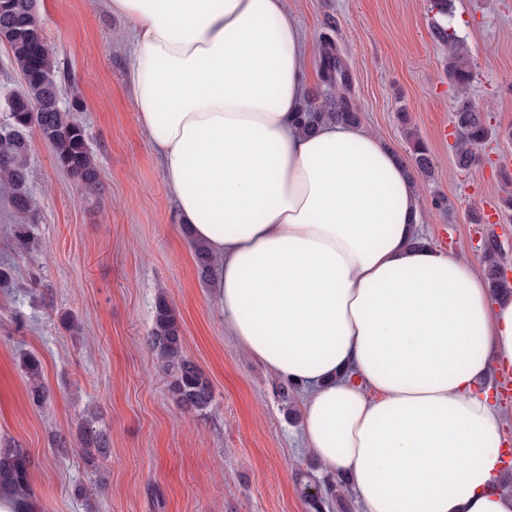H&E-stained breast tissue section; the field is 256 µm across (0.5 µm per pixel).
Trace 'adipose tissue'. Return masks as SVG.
I'll return each instance as SVG.
<instances>
[{"mask_svg":"<svg viewBox=\"0 0 512 512\" xmlns=\"http://www.w3.org/2000/svg\"><path fill=\"white\" fill-rule=\"evenodd\" d=\"M178 221L235 339L301 386L302 439L364 512H512L493 367L512 297L421 239L412 169L359 124L300 131L309 39L284 0H105Z\"/></svg>","mask_w":512,"mask_h":512,"instance_id":"ef3b65f1","label":"adipose tissue"}]
</instances>
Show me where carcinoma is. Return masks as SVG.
<instances>
[{"label":"carcinoma","instance_id":"obj_1","mask_svg":"<svg viewBox=\"0 0 512 512\" xmlns=\"http://www.w3.org/2000/svg\"><path fill=\"white\" fill-rule=\"evenodd\" d=\"M38 29L35 9L13 22L0 14V35L7 41L12 59L23 75L22 90L5 97L9 112L10 129L0 136V180L12 189L11 204L21 217H28L33 208L29 191L28 155L30 144L26 132L34 127L40 137L53 149L54 161L73 180L87 189L98 181V168L89 147L84 126L74 114V106L63 108L56 100L59 94L58 64L50 51L39 55L32 43ZM435 38L448 46V79L456 86L459 95L454 103V124L458 130L455 164L468 170L475 162L476 149L492 136L487 116L467 95L473 82L469 65V51L464 41L440 21L434 22ZM322 81L330 92L319 103L313 102L301 110L296 121L303 131H312L326 121L359 122V113L347 96L345 70L335 43H321ZM412 153L417 172L431 177L433 166L427 147L418 139L413 140ZM484 261L493 294L512 293V284L502 274V252L492 238L484 245ZM194 257L201 275L207 277L214 267V258L202 245L194 244ZM151 344L169 376L168 391L172 400L181 408L203 414L213 402V388L204 371L189 358L182 345V325L176 310L164 295L157 297ZM29 398L36 407L46 401L47 389L43 383L40 362L30 357L24 362ZM82 451L87 462L94 464L105 454L108 446L106 435L90 423L80 426ZM29 458L22 448H0V488L18 492L29 489ZM346 483L338 476L328 478L323 487L307 493L309 505L315 512L330 502L343 512V488Z\"/></svg>","mask_w":512,"mask_h":512}]
</instances>
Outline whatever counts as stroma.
I'll use <instances>...</instances> for the list:
<instances>
[{
  "label": "stroma",
  "mask_w": 512,
  "mask_h": 512,
  "mask_svg": "<svg viewBox=\"0 0 512 512\" xmlns=\"http://www.w3.org/2000/svg\"><path fill=\"white\" fill-rule=\"evenodd\" d=\"M307 33L309 95L319 94L320 44L332 40L360 123L404 161L410 137L432 158L418 178L430 244L484 268L494 238L512 270V0H454L443 22L470 51V96L493 136L466 171L455 165L456 91L430 0H285ZM59 68L62 104L79 98L99 171L86 191L28 131L34 208L29 246L0 187V448L30 458L28 512H312L302 493L325 470L301 437L302 391L249 354L224 326L214 278H201L160 163L137 121L122 43L129 30L102 0H36ZM180 315L185 353L213 386L200 415L179 409L151 346L155 302ZM74 316L79 332L67 330ZM35 356L49 399L29 400L23 361ZM106 432L99 467L79 455L85 420ZM66 436L70 451L54 439ZM83 486L86 499L73 495Z\"/></svg>",
  "instance_id": "1"
}]
</instances>
